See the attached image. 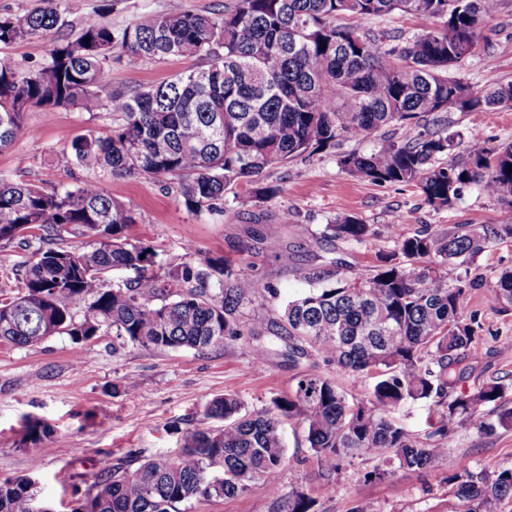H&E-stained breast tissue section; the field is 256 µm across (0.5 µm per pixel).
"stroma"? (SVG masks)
I'll return each mask as SVG.
<instances>
[{
    "instance_id": "obj_1",
    "label": "stroma",
    "mask_w": 512,
    "mask_h": 512,
    "mask_svg": "<svg viewBox=\"0 0 512 512\" xmlns=\"http://www.w3.org/2000/svg\"><path fill=\"white\" fill-rule=\"evenodd\" d=\"M231 3L83 0L81 10L68 15L66 26L0 46V59L22 70L37 69L55 42L77 38L86 15L119 31L143 15L174 8L220 13ZM482 27L489 44L478 47L461 71L476 91L512 83V0H498ZM210 63L202 56L146 60L130 67L115 59L108 66V88H148L176 74L208 68ZM444 117L458 143H465L474 130L501 142L512 140V109L452 108ZM117 122V115L106 110L89 113L70 107L49 118L40 110H30L25 134L0 150V178L70 189L94 179V170L72 165L63 151L74 136L90 130L103 133ZM416 132L413 125L390 126L274 166L265 181L277 186L275 197L243 206L239 200L248 190L234 185L224 196L220 215L188 212L175 190L159 180L130 176L105 181L113 198L136 212L131 237L154 246L163 265L182 262L183 247L190 242L199 257L228 259L234 270L270 281L278 294L252 297L241 309L243 325L263 322L261 337L247 334L221 347L155 351L129 345L116 352L111 337L99 335L81 343L60 335L31 347L0 346V480L35 474L52 512H73L87 494L85 474L92 463L104 456L122 461L131 453L143 460L176 455L180 431L205 426L204 405L213 397L232 393L249 409L260 410L273 397L287 394L302 374L316 373L351 386L339 367L288 358L290 341L280 327L282 305L308 288L309 276L320 275L326 285L371 274L380 255L393 248L387 226L397 219L409 231L426 224L441 229L456 224H512V207L478 186L466 187L452 208L436 211L423 203L415 188L359 180L337 164L339 154L370 152L380 137L402 140ZM284 210L292 214V223L283 225L277 238L255 243L252 230ZM345 215L374 225L376 236L355 246L322 240L324 225ZM511 266L512 242H504L491 245L472 268L485 286L474 292L468 310L482 322L484 340L464 378L455 383L454 393L474 392L490 380L512 386V309L504 311L487 301L496 272ZM258 343L267 348L259 367L252 363V347ZM30 419L47 424L50 436L34 444L24 442ZM283 435L287 460L279 483L283 490L296 488L314 499L315 512H356L362 504L370 505L372 512H464L466 504L451 475L466 467L512 468V428L483 431L466 419L455 426L446 453L423 472L397 471L384 481L368 482L365 473L383 464V457L356 459L334 474L336 492L326 496L321 490V463L302 426L286 423ZM178 512H273V499L256 484L242 495L179 504Z\"/></svg>"
}]
</instances>
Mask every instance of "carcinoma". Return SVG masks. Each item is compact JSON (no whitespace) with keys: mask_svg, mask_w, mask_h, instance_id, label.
<instances>
[{"mask_svg":"<svg viewBox=\"0 0 512 512\" xmlns=\"http://www.w3.org/2000/svg\"><path fill=\"white\" fill-rule=\"evenodd\" d=\"M54 2L42 0L23 16L1 15L0 45L64 26ZM496 6L497 0H233L222 13L170 12L120 32L86 17L79 37L55 45L36 70L0 59V148L24 134L32 108L47 116L70 106L107 109L121 123L105 135L75 136L63 151L69 161L102 177H168L188 211L222 214L231 185H251L249 199L260 202L277 194L262 182L268 169L383 126L414 124L421 126L415 137L385 139L367 154L341 155L337 164L377 185L414 187L435 210L454 206L470 185L512 206V141L473 131L462 155L443 160L455 135L443 128L441 113L512 108V84L466 94L460 77L478 48L481 22ZM395 13L421 23L412 39L365 28ZM193 56L213 63L147 89L100 95L114 58L136 67L145 59ZM290 222L282 212L278 223L262 226L259 240ZM135 223V211L98 180L71 190L0 179V246L32 249L19 273L21 292L0 289V345L28 347L60 334L81 342L110 331L114 353L126 345L198 350L243 335L244 300L271 294L272 286L226 260L196 259L190 244L183 262L157 272L156 250L129 235ZM388 229L393 249L375 273L309 288L283 312L293 342L289 357L341 367L353 385L372 378L366 399L351 402L337 382L312 373L259 411L232 394L215 397L204 414L221 425L183 433L177 456L150 458L133 470L101 458L73 512H175L178 504L241 495L256 483L276 512H312L309 498L283 492L278 482L282 426L293 420L330 473L348 458L391 452L393 468L377 465L366 481L425 469L448 448L460 419L486 431L512 428V409L494 422L482 411L506 398L503 384L450 393L463 362L480 353L484 329L477 315L463 317L478 281L467 273L448 277V266L467 269L488 244L512 241V224ZM64 234L91 241L83 248L50 246ZM376 234L374 225L352 216L321 232L351 245ZM114 269L133 276L108 285L104 275ZM490 300L512 306V268L498 273ZM80 301L85 312L77 322ZM415 401L433 410L425 442L390 419ZM452 480L467 512L512 499V468H465ZM40 500L34 475L0 480V512H37Z\"/></svg>","mask_w":512,"mask_h":512,"instance_id":"carcinoma-1","label":"carcinoma"}]
</instances>
